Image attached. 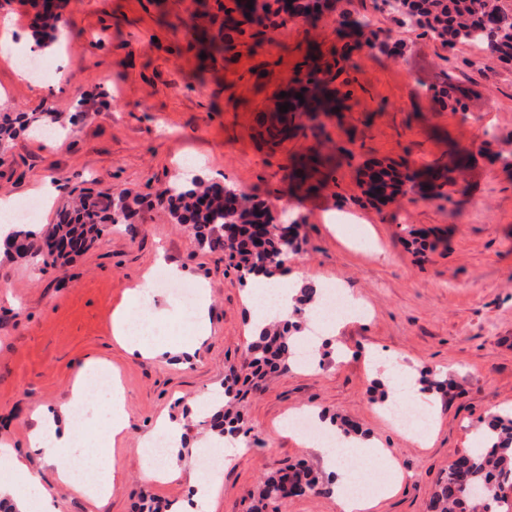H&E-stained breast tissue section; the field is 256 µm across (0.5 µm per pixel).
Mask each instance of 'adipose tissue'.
<instances>
[{"mask_svg":"<svg viewBox=\"0 0 512 512\" xmlns=\"http://www.w3.org/2000/svg\"><path fill=\"white\" fill-rule=\"evenodd\" d=\"M150 279H143L130 290L129 307L112 315V330L129 354L160 357L165 346L144 336L134 335L132 327L146 312L154 298ZM296 288L287 287L282 276L257 275L248 281L249 329L256 332L272 320L288 318L294 307ZM367 360L377 373L389 381L388 399L397 403L428 409L430 395L423 391L418 371L398 356L381 350L368 353ZM103 370L101 361L90 359L78 371L63 415L49 412L35 417L27 433L28 445L52 466L60 483L78 493L87 492L91 482L110 487L120 473L119 459L113 445L122 441L127 429L126 394L120 380H113L111 390L97 393L93 384ZM104 421L107 438L97 439L83 432L82 423ZM182 428L178 421L162 416L154 428L142 435L136 451L140 457V477L151 483H165L177 478V466H193L197 453L182 448ZM303 448L318 452L332 472L331 496L340 512H370L375 498L352 494L358 482L354 471L344 463L352 449L361 450L376 468L394 470L391 451L382 448L370 436L337 435L335 445H327L315 436L301 438Z\"/></svg>","mask_w":512,"mask_h":512,"instance_id":"ef3b65f1","label":"adipose tissue"}]
</instances>
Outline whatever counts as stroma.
Returning <instances> with one entry per match:
<instances>
[{"label":"stroma","mask_w":512,"mask_h":512,"mask_svg":"<svg viewBox=\"0 0 512 512\" xmlns=\"http://www.w3.org/2000/svg\"><path fill=\"white\" fill-rule=\"evenodd\" d=\"M265 2L262 24L244 25L232 49L212 60L200 59L196 42L172 26L185 20L222 37L218 0H63L64 35L41 52L54 70L46 82L19 78L14 58L0 50V114L47 112L65 135L58 145L17 133L0 154V196L22 201L56 182L39 224L57 223L83 192L125 190L141 199L132 224L110 226L65 266L34 265L0 247V443L39 473L57 512H137L144 496L182 512L209 475L201 466L149 485L135 451L162 414L186 419L190 442L207 437L197 399L223 391L250 342L242 279L157 200L177 179L227 185L273 212L287 210L300 226L289 270L341 284L368 308L338 333L346 361L330 355L251 391L244 415L255 438L224 470L214 512H249L258 484L286 465L324 471L320 455L281 426L301 409L354 423L393 451L403 480L378 512H429L437 479L493 415L512 409V165L503 162L512 154V68L465 43L443 47L400 15L378 12L376 0H333L315 23ZM365 13L372 26L354 27ZM346 44L353 52L340 76L341 108L322 117L319 134L272 143L259 116L311 49L329 59ZM448 82L459 109L436 96ZM312 147L350 155L318 166L311 178L321 187L310 193L290 174ZM375 162L415 170L440 162L448 182L436 199L409 192L373 202L363 180ZM331 216L357 226L365 245L333 230ZM174 266L210 288L208 336L190 355L129 356L113 337L112 315L147 272ZM370 349L417 363L426 380L447 379L448 392L430 401L437 430L429 445L381 419L388 384L369 370ZM91 358L118 369L128 412L116 451L122 472L97 502L58 483L26 444L31 414L64 407Z\"/></svg>","instance_id":"stroma-1"}]
</instances>
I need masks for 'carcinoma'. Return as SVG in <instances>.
<instances>
[{"label": "carcinoma", "mask_w": 512, "mask_h": 512, "mask_svg": "<svg viewBox=\"0 0 512 512\" xmlns=\"http://www.w3.org/2000/svg\"><path fill=\"white\" fill-rule=\"evenodd\" d=\"M417 16L416 27L423 34L440 41L448 48L457 43L480 45L499 62L512 66V22L509 9L501 0H403ZM321 13L320 0H298L295 14L315 20ZM340 69L330 61L312 59L302 92L288 95V113L296 119L313 113L311 103L336 102L339 90L335 86ZM43 117L36 114H3L0 116V144L13 139L25 126L42 125ZM419 174L399 171L389 166L372 171L368 178L373 187L368 195L385 200L402 192L404 186L415 184ZM129 192L117 195H85L72 213L64 214L58 223L49 225L41 234L17 224L9 234L12 244L7 252L20 259L35 258L44 266L66 264L72 254L57 255L44 250L52 241L83 242L90 248L110 224L128 218L126 211L112 208L113 201L128 200ZM170 215L179 224L188 225L198 243L210 251H222L234 262L245 279L251 275H272L279 270L284 256L298 249V232L284 235L285 226L278 223L266 203H255L242 193H231V199L215 193L212 186L192 180L191 185L172 184L166 190ZM237 225L235 236L224 235L228 223ZM322 289L304 285L298 291L297 302L302 306L318 304ZM297 324L279 321L254 335L248 345L243 370L235 374L224 387V405L211 414L207 425L222 437L228 432L242 436L251 433L236 403L244 397L238 383L258 384L270 373L288 369L296 361ZM512 491V417L496 416L482 433L479 444L455 460L437 481L429 503V512H475L474 503H483L484 512H503L504 493ZM326 495L329 482L306 468L288 466L265 479L258 488L254 512H263L269 502L288 498L295 493Z\"/></svg>", "instance_id": "1"}]
</instances>
